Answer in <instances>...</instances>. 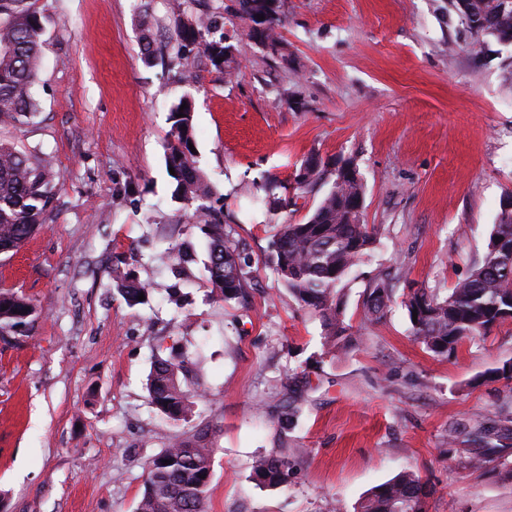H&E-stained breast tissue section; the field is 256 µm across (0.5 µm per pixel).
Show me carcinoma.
<instances>
[{
    "label": "carcinoma",
    "mask_w": 512,
    "mask_h": 512,
    "mask_svg": "<svg viewBox=\"0 0 512 512\" xmlns=\"http://www.w3.org/2000/svg\"><path fill=\"white\" fill-rule=\"evenodd\" d=\"M199 0L177 4L172 45L173 59L188 71L202 59L217 71L233 60L227 43L223 17L199 11ZM278 0H238L235 18L251 24V36L271 53L283 55L277 29L281 19ZM464 23L469 15L482 19L476 33L503 43H512V6L504 0H456ZM264 15L252 26L255 15ZM43 28L31 0H0V125L33 118L38 111L32 89L41 66ZM187 108H181V105ZM193 104L185 96L170 107L171 127L165 154L173 183L172 199L194 205L206 216L194 225L206 240L207 281L214 301L229 303L241 298L251 273V260L233 244L220 215L211 210L213 187L196 166L189 144L195 143ZM325 169L311 154L293 173L294 190L312 192L324 185ZM61 185L60 174L50 162L33 152L17 149L0 140V255L15 253L45 224ZM364 199L360 177H334L319 203L301 223L278 225L273 235L268 263L288 293L303 308L319 315L323 326V354L336 356L339 339L349 330L344 322L341 285L349 270L376 242L378 229L364 224L353 213ZM164 254L171 270L180 275L192 259L186 244H170ZM131 253L112 268V287L131 306L139 304L138 287L129 266ZM393 284L381 280L367 295V315L381 319L390 300ZM415 339L436 356L454 353L464 342L488 334L512 314V210L501 211L493 225L487 250L469 276L442 295L433 289L410 291L403 300ZM37 305L25 296L0 291V335L26 336L37 316ZM149 404L173 421L193 416L201 397V384L187 368V355L156 357L147 377ZM214 448L205 433L182 434L147 463L145 488L136 512H206ZM469 464L479 472L490 461L508 454V449L489 442L468 448ZM294 461L287 455L260 460L254 478L271 487L286 486L293 475ZM433 488L414 473H400L371 489L357 512H426V499Z\"/></svg>",
    "instance_id": "1"
}]
</instances>
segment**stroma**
Instances as JSON below:
<instances>
[{"instance_id": "stroma-1", "label": "stroma", "mask_w": 512, "mask_h": 512, "mask_svg": "<svg viewBox=\"0 0 512 512\" xmlns=\"http://www.w3.org/2000/svg\"><path fill=\"white\" fill-rule=\"evenodd\" d=\"M34 2L40 110L0 138L50 156L63 186L47 223L0 256V290L39 310L29 335L0 336L7 512H136L149 458L198 430L214 442L207 512H356L403 471L433 486L426 512H512V455L475 473L463 454L478 426L512 448V380L489 375L512 362V321L438 357L414 341L402 304L409 289L466 278L512 197V44L477 35L455 0H280V58L233 22L238 0H206L240 63L227 76L170 65L173 0ZM186 94L211 204L252 260L245 307L211 300L197 216L171 197L169 108ZM312 153L329 171L356 165L363 221L379 227L346 278L349 330L332 357L320 317L265 264L275 225L305 220L322 194L273 209L260 187ZM161 236L194 244L185 280ZM132 250L148 291L134 307L112 288L116 256ZM386 276L385 315L367 323L365 292ZM170 349L203 381L197 414L178 424L146 389ZM284 395L299 411L285 431ZM284 448L302 451L292 483L258 484L256 461Z\"/></svg>"}]
</instances>
